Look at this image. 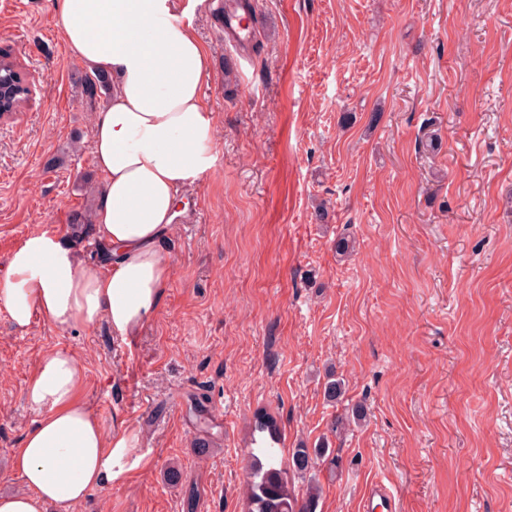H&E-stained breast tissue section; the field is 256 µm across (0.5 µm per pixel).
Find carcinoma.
Wrapping results in <instances>:
<instances>
[{
    "label": "carcinoma",
    "instance_id": "1",
    "mask_svg": "<svg viewBox=\"0 0 512 512\" xmlns=\"http://www.w3.org/2000/svg\"><path fill=\"white\" fill-rule=\"evenodd\" d=\"M81 96L90 101L107 99L112 93V80L101 72H83L75 79ZM344 382L328 374L324 395L330 402L341 400ZM330 452L329 444L321 442L312 448H297L293 451L291 465L297 474H305L311 460L324 457ZM252 462L246 485V496L251 505L249 512H317L321 497L319 483L308 482L304 495H294L288 487L287 472L279 460V449L266 447L259 454H251Z\"/></svg>",
    "mask_w": 512,
    "mask_h": 512
}]
</instances>
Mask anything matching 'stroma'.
I'll return each instance as SVG.
<instances>
[{"mask_svg": "<svg viewBox=\"0 0 512 512\" xmlns=\"http://www.w3.org/2000/svg\"><path fill=\"white\" fill-rule=\"evenodd\" d=\"M216 2L200 0L194 31L217 162L180 193L156 313L126 342L103 322L21 329L0 308V493L25 490L11 466L36 418L25 388L60 350L141 458L74 512H183L193 487L197 512H248L261 415L282 458L328 442L317 512H360L376 479L400 512H512V0H255L243 52ZM0 47L37 77L0 122V277L50 225L98 266L101 105L73 85L55 0H0ZM358 404L365 422L333 432Z\"/></svg>", "mask_w": 512, "mask_h": 512, "instance_id": "obj_1", "label": "stroma"}]
</instances>
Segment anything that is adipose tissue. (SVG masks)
Returning <instances> with one entry per match:
<instances>
[{
  "label": "adipose tissue",
  "instance_id": "1",
  "mask_svg": "<svg viewBox=\"0 0 512 512\" xmlns=\"http://www.w3.org/2000/svg\"><path fill=\"white\" fill-rule=\"evenodd\" d=\"M198 2L56 0L74 59L112 78L92 133L104 183L93 224L110 259L89 268L58 234L29 235L0 278V307L17 327L36 317L58 331L104 321L125 338L159 308L169 283L162 241L177 196L216 163L215 117L202 94L206 55L190 22ZM82 385L73 355L42 356L25 389L36 420L13 453L27 490L0 495V512L69 508L134 468L132 432L107 434L81 400Z\"/></svg>",
  "mask_w": 512,
  "mask_h": 512
}]
</instances>
